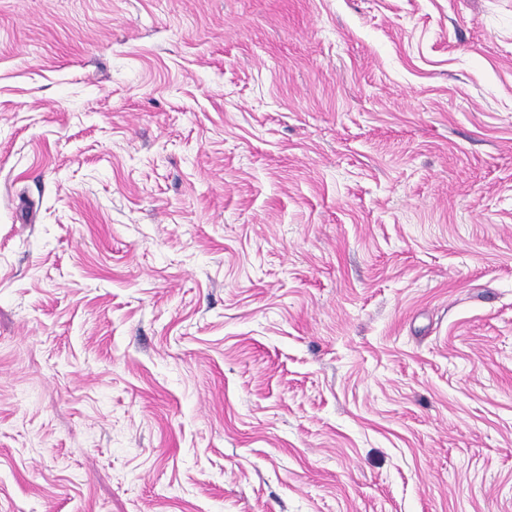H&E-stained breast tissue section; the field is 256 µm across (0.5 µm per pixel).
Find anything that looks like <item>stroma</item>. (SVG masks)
<instances>
[{"instance_id": "1", "label": "stroma", "mask_w": 512, "mask_h": 512, "mask_svg": "<svg viewBox=\"0 0 512 512\" xmlns=\"http://www.w3.org/2000/svg\"><path fill=\"white\" fill-rule=\"evenodd\" d=\"M0 512H512V0H0Z\"/></svg>"}]
</instances>
